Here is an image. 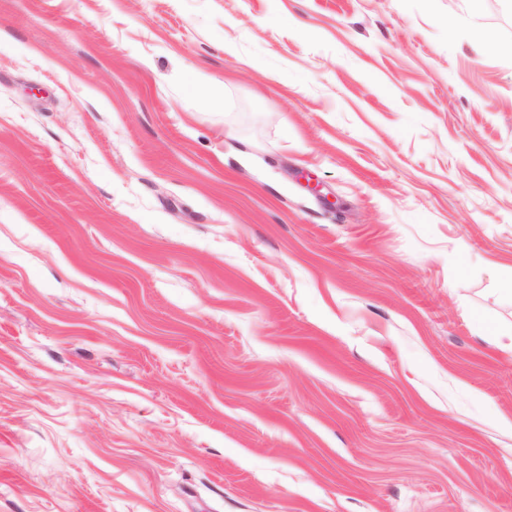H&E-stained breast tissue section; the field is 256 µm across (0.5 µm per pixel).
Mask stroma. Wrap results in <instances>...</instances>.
Segmentation results:
<instances>
[{
    "label": "stroma",
    "instance_id": "stroma-1",
    "mask_svg": "<svg viewBox=\"0 0 512 512\" xmlns=\"http://www.w3.org/2000/svg\"><path fill=\"white\" fill-rule=\"evenodd\" d=\"M512 0H0V512H512Z\"/></svg>",
    "mask_w": 512,
    "mask_h": 512
}]
</instances>
